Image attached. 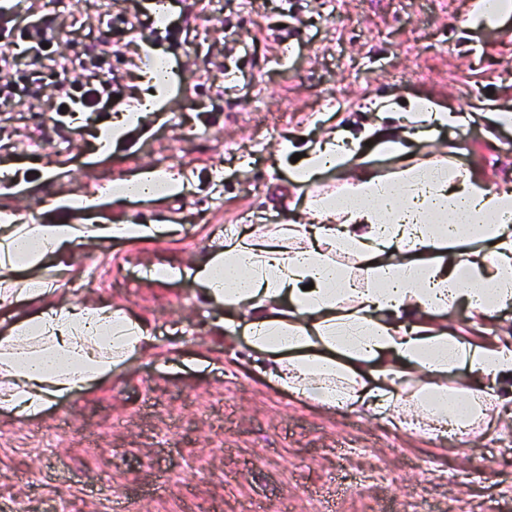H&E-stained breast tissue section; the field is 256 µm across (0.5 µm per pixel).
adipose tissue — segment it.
<instances>
[{
  "label": "adipose tissue",
  "instance_id": "adipose-tissue-1",
  "mask_svg": "<svg viewBox=\"0 0 512 512\" xmlns=\"http://www.w3.org/2000/svg\"><path fill=\"white\" fill-rule=\"evenodd\" d=\"M160 64L150 53L146 93L99 135V152L164 107L160 87L169 76ZM460 122L429 99L411 101L402 127L382 142L399 157L396 170L362 172L316 193L307 202L312 223L226 232L193 275L202 303L226 313L214 334L244 329L257 369L296 397L335 409L362 405L399 428L466 435L512 402V338L488 329L512 308V193L447 158L404 155L405 138ZM351 154L345 135H333L306 149L290 177L315 185ZM183 190L181 177L147 168L114 183L111 195L151 200ZM150 234L139 224L0 218V309L9 312L0 321L1 412L38 416L153 350L146 320L106 302L58 298L49 280L29 275L75 245ZM461 305L467 337L446 322ZM455 369L465 372V387H449Z\"/></svg>",
  "mask_w": 512,
  "mask_h": 512
}]
</instances>
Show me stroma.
Masks as SVG:
<instances>
[{
	"instance_id": "1",
	"label": "stroma",
	"mask_w": 512,
	"mask_h": 512,
	"mask_svg": "<svg viewBox=\"0 0 512 512\" xmlns=\"http://www.w3.org/2000/svg\"><path fill=\"white\" fill-rule=\"evenodd\" d=\"M82 2L77 14L69 0L26 5L70 23L57 46L63 63L109 50L120 96L75 124L46 100L0 108V163L14 164L20 183L0 193V212L172 225L151 239L75 247L65 269L38 271L62 294L145 318L155 352L40 416L0 414V512H512V412L490 414L463 443L392 427L360 407L298 400L255 368L243 334L212 335L217 314L199 302L192 275L227 228L306 223L311 189L290 181L282 140L399 127L377 119L385 101L427 97L465 115L410 139V153L446 154L512 191V129L491 118L512 109V16L471 27L475 0H285L279 9L270 0H185L165 13L188 32L172 48L148 15L132 32L101 24V12L134 13L136 0ZM149 47L172 67L166 105L97 153L99 132L142 93ZM49 164L54 176L36 174ZM147 167L184 177L183 194L107 197L113 182ZM97 193L90 217L49 207ZM167 265L181 276L156 281L153 270Z\"/></svg>"
}]
</instances>
